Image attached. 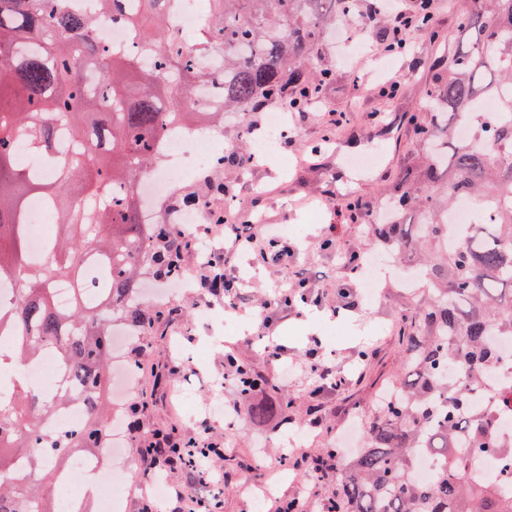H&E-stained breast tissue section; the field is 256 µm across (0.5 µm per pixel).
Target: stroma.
<instances>
[{
	"label": "stroma",
	"mask_w": 512,
	"mask_h": 512,
	"mask_svg": "<svg viewBox=\"0 0 512 512\" xmlns=\"http://www.w3.org/2000/svg\"><path fill=\"white\" fill-rule=\"evenodd\" d=\"M465 0H452L451 6L434 19L440 41L418 38L413 49L383 58L374 53L379 36L351 37L339 46L335 31H328L323 43L325 64L336 69V80L329 86L317 111L298 122L289 121L287 135L274 142L273 159L243 166H225L213 171L232 194H207L201 176H192L181 190L204 197L208 208L201 213L202 225L212 222L213 212L225 211L229 201L243 203L249 217L273 224L283 230L282 238L294 248L287 265L258 262L253 254L235 255L228 275L235 277L245 296L267 300L278 293L293 271L302 269L313 279V300L294 303L278 310L271 330L284 346L282 360H274L264 350V330L260 320L250 315L225 313L220 296L199 299L198 289L150 303L144 309L156 321L151 336L128 345L125 361H140L144 372L139 381L121 397L123 410H135L139 426L137 439L148 444L155 433L175 429L186 438L196 435V423L205 415L204 405L220 396L225 409L238 400L235 384H223L224 347L232 345L236 356L268 382L272 400L293 398L294 404L284 418L256 422L248 414L227 425L222 416H208L211 438L225 448L227 457L219 464L229 477L220 498L222 512H257L246 487L259 478L252 469L254 457L271 461L281 453L279 438L290 430L306 433V448L319 452L324 446L341 442L346 433H360L382 378L395 375L400 361L398 331L402 315L412 314L416 300L403 286L408 265L388 262L382 273V291L376 301L363 295L360 277L343 263L345 251L354 250L378 257L387 255L384 245L373 243L363 224L338 223L336 206L347 197L359 196L379 203L381 193L392 189L414 168L421 155L411 131L412 117L425 116L422 83L427 70H413L414 56L434 57L442 46L456 36V14ZM364 57L370 78L363 91H355L353 61ZM399 81L396 97L384 95V84ZM344 112L348 124L327 131L328 112ZM380 120H371V113ZM291 162L290 171H282L281 162ZM338 224L340 243L322 249L331 224ZM350 290L356 305L344 310L339 306V289ZM319 348L322 357L334 363L348 378L347 385L324 396H314L311 376L297 369L310 348ZM205 350L201 363L204 381L189 382V367L198 350ZM193 388L194 410H187L180 394ZM320 418L328 433L309 428Z\"/></svg>",
	"instance_id": "35a3bbf8"
}]
</instances>
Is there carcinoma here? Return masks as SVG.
<instances>
[{
  "instance_id": "obj_1",
  "label": "carcinoma",
  "mask_w": 512,
  "mask_h": 512,
  "mask_svg": "<svg viewBox=\"0 0 512 512\" xmlns=\"http://www.w3.org/2000/svg\"><path fill=\"white\" fill-rule=\"evenodd\" d=\"M174 0H96L91 13L75 0H0V278L21 287L0 305V331L16 341L7 361L20 366L56 349L78 391L48 397L16 378L12 399H0V512H56L40 482L15 464L27 456L31 473L55 477L74 451L94 454L108 436L101 400L112 358V323L149 335L136 280L184 275L183 257L164 240L178 225L141 223L139 178L160 160L159 147L176 127L224 125V113L262 112L271 105L307 109L336 80L321 63L325 23L352 18L350 0H209V33L188 55L171 33ZM429 38L438 37L426 5L415 4ZM114 20L128 28L136 56L100 41ZM455 49L434 59L424 85L430 112L414 124L424 156L385 204L381 234L401 258L424 273L428 302L402 318L397 387L369 418L365 441L336 469L325 512H512V496L475 470L467 456L499 459L512 480V444L496 434L495 409L512 405V376L482 411L469 404L503 359L499 341L512 339V119L475 108L512 87V0H471L458 16ZM220 45L224 65L205 70L197 58ZM121 66L124 83L86 80L89 72ZM210 87L215 105L195 109L187 91ZM63 125L77 152L58 156ZM54 168L31 174L16 142ZM54 205L57 231L50 259L31 266L24 214L30 198ZM474 204L485 218L448 243V212ZM67 280L76 294L58 305L54 286ZM86 402L76 426L49 428L71 402ZM292 401H258L248 413L260 422ZM438 466L426 482L417 454ZM339 449L327 448L304 469L322 478Z\"/></svg>"
}]
</instances>
